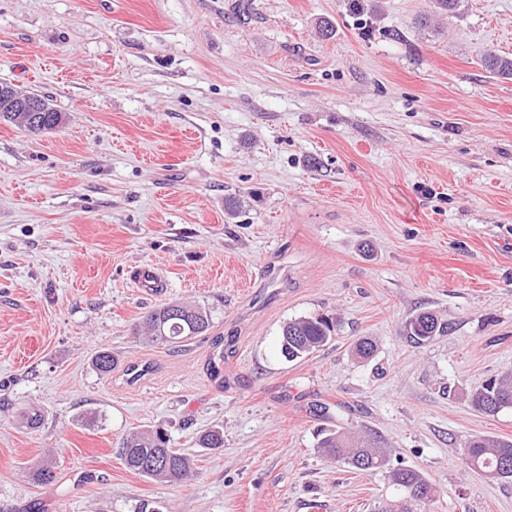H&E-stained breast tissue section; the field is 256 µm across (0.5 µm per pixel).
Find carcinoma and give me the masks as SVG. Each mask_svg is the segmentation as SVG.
<instances>
[{
  "instance_id": "cac0c4a2",
  "label": "carcinoma",
  "mask_w": 512,
  "mask_h": 512,
  "mask_svg": "<svg viewBox=\"0 0 512 512\" xmlns=\"http://www.w3.org/2000/svg\"><path fill=\"white\" fill-rule=\"evenodd\" d=\"M484 63L491 73L512 78V57L488 53ZM13 107L7 94L0 95V120L37 132L31 127L30 113L14 112ZM137 328L147 341L176 348L204 335L210 329V319L200 307L170 302L142 316ZM405 330L411 342L422 345L448 332V326L433 312L421 311L407 322ZM335 333L336 324L327 316L292 319L282 327V355L289 361L306 357L329 344ZM92 365L99 375L107 376L116 368L117 361L112 351L103 349L95 355ZM470 404L475 411L488 416L512 409V375L488 379L472 395ZM21 417L24 426L36 429L44 423L46 414L31 406ZM198 443L202 448L218 450L224 447V434L215 428L208 429L199 435ZM319 448L324 455L360 471L383 469L389 464L383 451L371 447L370 439L360 431L333 430L322 437ZM116 456L128 470L157 482L183 481L193 474L191 457L172 448L169 435L160 429L129 434L116 448ZM464 462L469 469L491 479L512 480V440L475 436L464 445ZM29 478L36 485L53 483V465L43 463L30 468ZM390 478L396 496L380 502L377 512H412L414 508L430 512L436 494L422 472L412 467H393Z\"/></svg>"
}]
</instances>
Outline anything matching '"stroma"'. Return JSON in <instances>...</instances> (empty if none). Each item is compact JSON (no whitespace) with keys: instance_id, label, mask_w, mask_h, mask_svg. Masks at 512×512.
<instances>
[{"instance_id":"35a3bbf8","label":"stroma","mask_w":512,"mask_h":512,"mask_svg":"<svg viewBox=\"0 0 512 512\" xmlns=\"http://www.w3.org/2000/svg\"><path fill=\"white\" fill-rule=\"evenodd\" d=\"M234 3L0 0V82L66 115L0 123V512H374L389 473L325 456L339 428L420 470L433 512H512V482L463 461L473 436L512 440V409L469 404L512 373V79L483 61L512 56V0H251L241 21ZM175 301L206 335L133 336ZM423 310L450 330L415 347ZM318 314L334 340L286 362L283 324ZM156 428L190 481L116 457ZM210 428L220 450L197 444ZM47 459L55 481L31 483Z\"/></svg>"}]
</instances>
